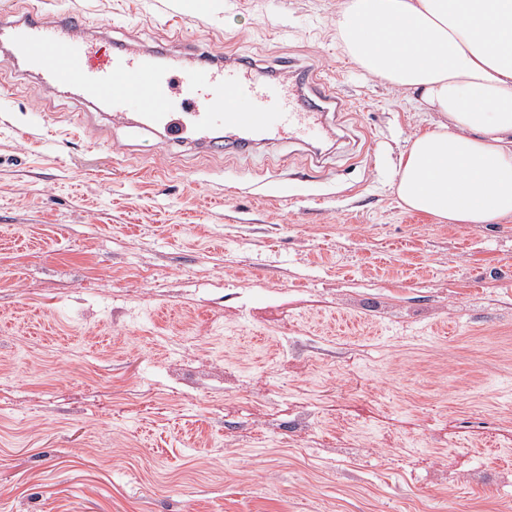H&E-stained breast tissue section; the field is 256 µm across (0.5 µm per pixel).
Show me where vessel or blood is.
I'll use <instances>...</instances> for the list:
<instances>
[{
	"mask_svg": "<svg viewBox=\"0 0 512 512\" xmlns=\"http://www.w3.org/2000/svg\"><path fill=\"white\" fill-rule=\"evenodd\" d=\"M0 47L13 65L34 70L38 83L67 86L114 115L136 112L164 144H187L206 153L240 156L262 144L317 140L324 104L333 90L317 72L295 70L298 85L316 87V103H304L271 71L239 57L213 59L200 51V64L177 71L162 55H135L121 45L101 51L76 12H58L53 21L31 10L0 20ZM178 90L181 111H173L170 90Z\"/></svg>",
	"mask_w": 512,
	"mask_h": 512,
	"instance_id": "obj_1",
	"label": "vessel or blood"
}]
</instances>
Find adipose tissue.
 Instances as JSON below:
<instances>
[{
  "label": "adipose tissue",
  "instance_id": "adipose-tissue-1",
  "mask_svg": "<svg viewBox=\"0 0 512 512\" xmlns=\"http://www.w3.org/2000/svg\"><path fill=\"white\" fill-rule=\"evenodd\" d=\"M346 56L436 115L396 194L451 224L512 221V0H344Z\"/></svg>",
  "mask_w": 512,
  "mask_h": 512
}]
</instances>
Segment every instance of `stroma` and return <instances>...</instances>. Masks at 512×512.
<instances>
[{"instance_id":"stroma-1","label":"stroma","mask_w":512,"mask_h":512,"mask_svg":"<svg viewBox=\"0 0 512 512\" xmlns=\"http://www.w3.org/2000/svg\"><path fill=\"white\" fill-rule=\"evenodd\" d=\"M342 2L0 0L345 103L224 157L0 70V512H512V221L401 206L433 115L348 60ZM296 82L300 86H313L317 89L318 99L323 103L335 102L339 104L340 99L336 97L335 92L327 88L322 82L317 72L308 69H297L293 71Z\"/></svg>"}]
</instances>
